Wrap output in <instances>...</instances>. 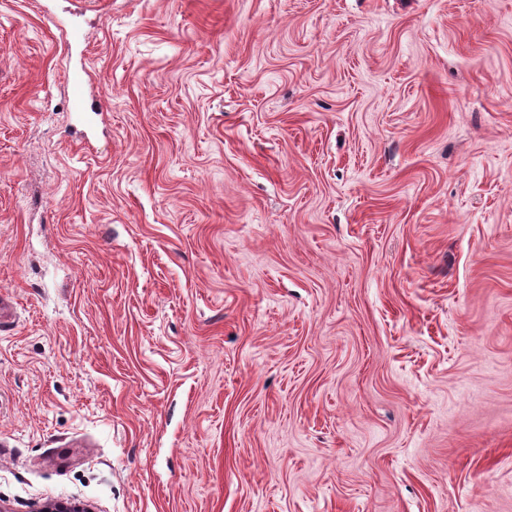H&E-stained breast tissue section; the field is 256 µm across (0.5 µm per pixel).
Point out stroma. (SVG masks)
Wrapping results in <instances>:
<instances>
[{"instance_id": "1", "label": "stroma", "mask_w": 512, "mask_h": 512, "mask_svg": "<svg viewBox=\"0 0 512 512\" xmlns=\"http://www.w3.org/2000/svg\"><path fill=\"white\" fill-rule=\"evenodd\" d=\"M2 296L8 512H512V0H0Z\"/></svg>"}]
</instances>
